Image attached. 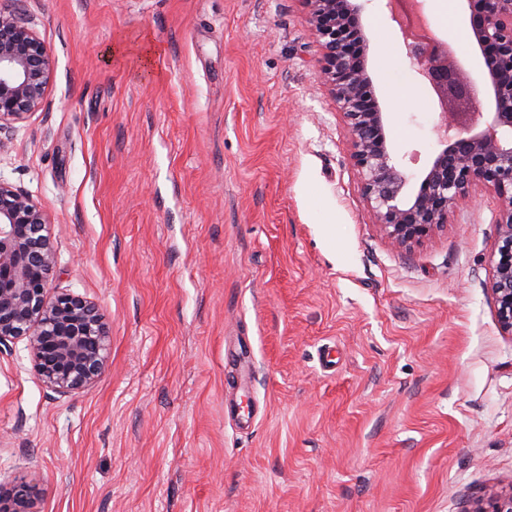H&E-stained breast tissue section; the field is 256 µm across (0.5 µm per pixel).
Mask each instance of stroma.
I'll return each instance as SVG.
<instances>
[{
  "label": "stroma",
  "mask_w": 512,
  "mask_h": 512,
  "mask_svg": "<svg viewBox=\"0 0 512 512\" xmlns=\"http://www.w3.org/2000/svg\"><path fill=\"white\" fill-rule=\"evenodd\" d=\"M361 3L414 179L439 150L437 97L384 0ZM423 8L479 78L465 0ZM25 9L53 55L50 107L8 134L0 179L47 214L51 291L94 302L110 346L71 395L25 342L0 354V481L38 483L42 512H466L512 488L493 190L392 247L299 0Z\"/></svg>",
  "instance_id": "1"
}]
</instances>
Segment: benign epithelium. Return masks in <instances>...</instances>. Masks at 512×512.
<instances>
[{"instance_id":"1","label":"benign epithelium","mask_w":512,"mask_h":512,"mask_svg":"<svg viewBox=\"0 0 512 512\" xmlns=\"http://www.w3.org/2000/svg\"><path fill=\"white\" fill-rule=\"evenodd\" d=\"M0 7V130L48 107L52 57L21 7ZM318 43V73L350 135V158L362 195L387 240L409 248L431 237L477 185L501 201L491 285L501 330L512 335V0H466L473 38L494 104L493 115L458 113L475 102L469 74L431 36L421 0H386L407 56L438 98L433 134L444 148L419 185L398 167L385 112L368 72L359 0H299ZM47 215L32 196L0 179V353L24 340L34 369L51 391L92 387L105 370L110 335L95 306L71 293L48 297L57 256ZM43 491L23 475L0 483V512H41ZM466 512H512V491L479 499Z\"/></svg>"}]
</instances>
